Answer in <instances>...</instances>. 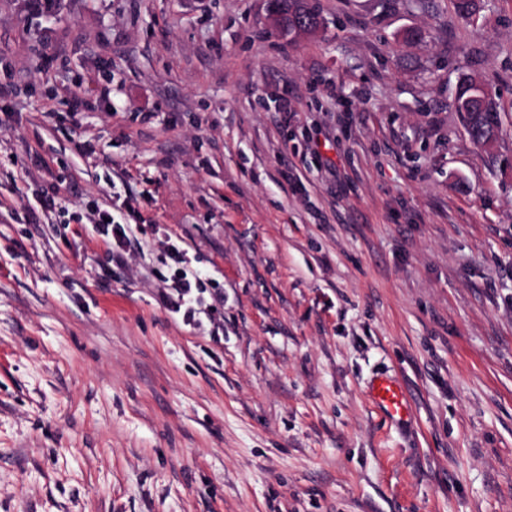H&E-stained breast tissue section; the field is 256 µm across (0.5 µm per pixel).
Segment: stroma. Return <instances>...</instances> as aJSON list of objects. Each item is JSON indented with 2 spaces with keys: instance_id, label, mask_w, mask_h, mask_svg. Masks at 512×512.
Listing matches in <instances>:
<instances>
[{
  "instance_id": "1",
  "label": "stroma",
  "mask_w": 512,
  "mask_h": 512,
  "mask_svg": "<svg viewBox=\"0 0 512 512\" xmlns=\"http://www.w3.org/2000/svg\"><path fill=\"white\" fill-rule=\"evenodd\" d=\"M316 2L285 36L268 0H0V512H512V0ZM95 201L142 229L122 268ZM481 86L486 87L478 78L465 75L458 81L454 96L457 102L464 104L463 109L458 107L456 112H463V127L471 141L478 146H484L499 133V112H489L478 99H469ZM169 258L178 265V274L171 282L164 281L163 302L175 314H182L183 321L188 325L196 324V314L202 305V300L195 294L193 288H203L202 278L197 272L189 268L188 254L175 244L167 247ZM372 404L395 423L409 422L412 410L401 387L391 378H377L368 393Z\"/></svg>"
}]
</instances>
